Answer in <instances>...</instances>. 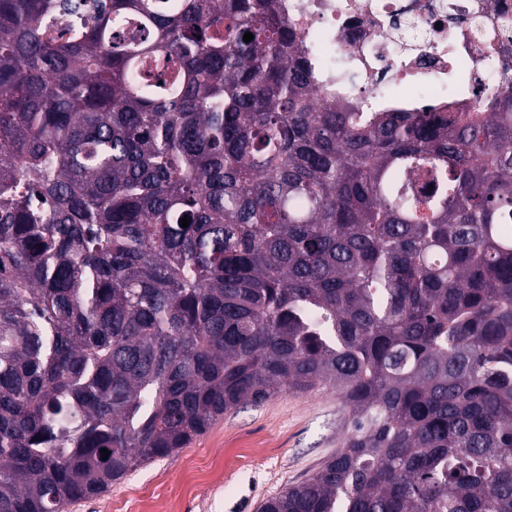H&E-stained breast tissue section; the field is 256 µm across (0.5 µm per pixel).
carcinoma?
Wrapping results in <instances>:
<instances>
[{
	"instance_id": "carcinoma-1",
	"label": "carcinoma",
	"mask_w": 512,
	"mask_h": 512,
	"mask_svg": "<svg viewBox=\"0 0 512 512\" xmlns=\"http://www.w3.org/2000/svg\"><path fill=\"white\" fill-rule=\"evenodd\" d=\"M315 79L276 0H0V512L317 387L349 434L259 512H512V85Z\"/></svg>"
}]
</instances>
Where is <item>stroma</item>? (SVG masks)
<instances>
[{
	"instance_id": "obj_1",
	"label": "stroma",
	"mask_w": 512,
	"mask_h": 512,
	"mask_svg": "<svg viewBox=\"0 0 512 512\" xmlns=\"http://www.w3.org/2000/svg\"><path fill=\"white\" fill-rule=\"evenodd\" d=\"M346 434L335 393L285 390L226 413L176 456L65 512H258L262 501L314 473Z\"/></svg>"
}]
</instances>
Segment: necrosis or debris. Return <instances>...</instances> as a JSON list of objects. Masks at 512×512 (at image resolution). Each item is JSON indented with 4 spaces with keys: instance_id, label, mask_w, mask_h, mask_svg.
Here are the masks:
<instances>
[{
    "instance_id": "4bbe7bcc",
    "label": "necrosis or debris",
    "mask_w": 512,
    "mask_h": 512,
    "mask_svg": "<svg viewBox=\"0 0 512 512\" xmlns=\"http://www.w3.org/2000/svg\"><path fill=\"white\" fill-rule=\"evenodd\" d=\"M322 80L319 96L368 109L467 104L512 75V0H280Z\"/></svg>"
}]
</instances>
